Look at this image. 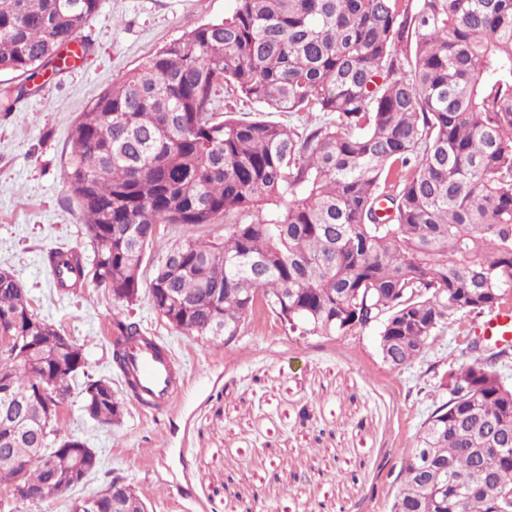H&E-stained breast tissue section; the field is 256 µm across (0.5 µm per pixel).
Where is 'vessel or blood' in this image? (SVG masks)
<instances>
[{"label": "vessel or blood", "instance_id": "1", "mask_svg": "<svg viewBox=\"0 0 512 512\" xmlns=\"http://www.w3.org/2000/svg\"><path fill=\"white\" fill-rule=\"evenodd\" d=\"M478 332L491 339L511 341L512 309L484 318ZM126 362L136 380L139 400L148 406H164L177 383L175 366L168 352L139 338L127 344Z\"/></svg>", "mask_w": 512, "mask_h": 512}]
</instances>
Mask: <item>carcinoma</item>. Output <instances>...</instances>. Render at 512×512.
<instances>
[{"label":"carcinoma","mask_w":512,"mask_h":512,"mask_svg":"<svg viewBox=\"0 0 512 512\" xmlns=\"http://www.w3.org/2000/svg\"><path fill=\"white\" fill-rule=\"evenodd\" d=\"M101 0H0V71L31 78L89 44L81 31ZM226 85L277 112L336 120L299 130L223 118ZM64 179L95 252L52 251L50 273L88 275L115 298L140 290L161 225L190 230L224 219V239L190 236L163 258L151 303L186 336L230 342L257 301L301 336L378 329L383 362L399 370L457 313L481 314L512 290V0H232L224 18L162 46L99 93L69 135ZM22 285L0 271V326L33 336L32 371L70 392L76 372L52 360L54 325L26 310ZM183 295L188 305L165 303ZM121 333L113 359L122 365ZM448 370L447 398L416 434L391 512H512V384L497 355ZM0 349V409L28 413L0 429V485L28 462L35 500L63 496L37 449L51 433L30 406L36 384ZM90 418L120 419L85 397ZM495 469L476 476L480 449ZM435 492H421L430 471Z\"/></svg>","instance_id":"carcinoma-1"}]
</instances>
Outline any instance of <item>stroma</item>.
Returning <instances> with one entry per match:
<instances>
[{
	"instance_id": "obj_1",
	"label": "stroma",
	"mask_w": 512,
	"mask_h": 512,
	"mask_svg": "<svg viewBox=\"0 0 512 512\" xmlns=\"http://www.w3.org/2000/svg\"><path fill=\"white\" fill-rule=\"evenodd\" d=\"M229 0H102L83 34L87 53L29 82L13 111H0V269L20 280L39 317L83 348L87 372L111 380L122 419L103 425L73 390L61 409L63 434L93 448L98 470L80 495L122 478L149 512H390L398 474L420 425L446 397L449 367L473 359L475 314H456L412 364L391 371L376 328L345 336L289 332L256 304L228 344L180 334L147 290L116 300L95 280L57 288L49 251L94 252L63 173L70 129L88 102L158 48L223 18ZM216 110L242 120L293 127L326 121L322 112H269L226 87ZM224 236L223 224L186 232L162 226L144 262L152 271L186 236ZM168 348L178 392L161 410L140 406L113 359L116 324Z\"/></svg>"
}]
</instances>
